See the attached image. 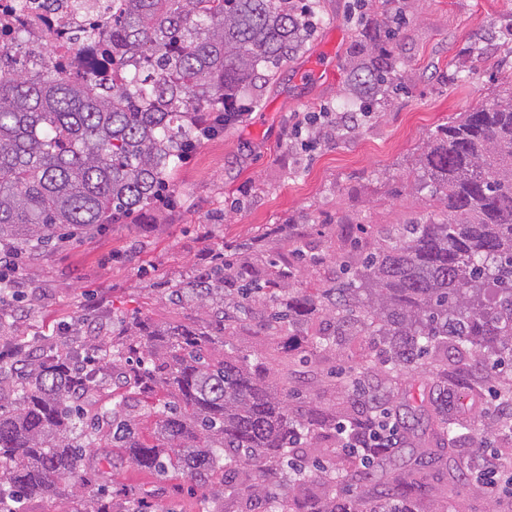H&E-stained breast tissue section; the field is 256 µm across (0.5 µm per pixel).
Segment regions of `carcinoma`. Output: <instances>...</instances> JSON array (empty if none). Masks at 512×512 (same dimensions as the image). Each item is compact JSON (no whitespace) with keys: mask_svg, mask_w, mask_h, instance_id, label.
<instances>
[{"mask_svg":"<svg viewBox=\"0 0 512 512\" xmlns=\"http://www.w3.org/2000/svg\"><path fill=\"white\" fill-rule=\"evenodd\" d=\"M315 0H112V28L89 33L112 51V77L72 80L17 67L0 69V244L21 252L94 233L149 205L171 184L185 148L222 117L226 126L254 107L250 91L309 39ZM394 34L365 31L346 81L358 111H372L393 82ZM496 103L437 126L421 148L415 185L437 215L390 224L341 257L339 272L294 288V267L271 258L252 275L244 241L187 282L164 289L168 301L203 312L195 326L158 324L142 312L119 337H57L38 358L0 364V512H23L28 497H54L58 483L81 480L86 451L112 449L162 477L202 490L201 512H223L218 493L244 495L262 512H412L432 491L427 467L453 452L457 429L472 447L512 435V409L476 429L454 417L450 386L477 371L507 378L496 400L512 405V77ZM260 302L268 337L299 336L309 320L328 321L312 344L334 349L339 336L372 339L365 361L384 356L388 372L423 373L421 359L450 347L467 362L431 371L429 432L395 416L420 461L391 477L376 500L355 493L371 464L343 442V455L289 456L304 433L352 429L376 416L386 393L351 374L339 418L294 415L269 373L245 358L217 357L209 343L233 335ZM13 306L0 303V341L32 347L18 334ZM128 373L98 398L110 374ZM293 473L288 494L274 480ZM112 492L76 501L68 512H113Z\"/></svg>","mask_w":512,"mask_h":512,"instance_id":"cac0c4a2","label":"carcinoma"}]
</instances>
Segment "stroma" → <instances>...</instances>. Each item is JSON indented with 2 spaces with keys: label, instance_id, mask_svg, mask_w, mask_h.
I'll return each mask as SVG.
<instances>
[{
  "label": "stroma",
  "instance_id": "1",
  "mask_svg": "<svg viewBox=\"0 0 512 512\" xmlns=\"http://www.w3.org/2000/svg\"><path fill=\"white\" fill-rule=\"evenodd\" d=\"M319 24L304 47L257 88L260 105L223 133L200 142L177 170L164 200L147 205L93 236L72 239L22 265L27 316L19 331L42 340L77 328L89 315L102 335H116L123 317L142 311L159 323L191 324L200 314L162 298L167 284L209 266L215 253L245 239L258 243L251 260H290L286 232L299 234L307 255L325 260L350 250L362 231L425 217L429 207L411 172L437 125L491 105L512 71V0H317ZM397 28L400 58L393 89L369 120L347 133L326 125L308 142L295 121L339 112L345 68L366 26ZM478 44L480 56L467 53ZM231 343L250 362L280 374L293 410L343 412L336 373L359 372L368 340L307 361L283 358L244 318ZM99 488H135L164 512H199L201 492L93 451ZM453 464L431 476L445 489L449 512H512V497L487 500L470 479H451Z\"/></svg>",
  "mask_w": 512,
  "mask_h": 512
}]
</instances>
